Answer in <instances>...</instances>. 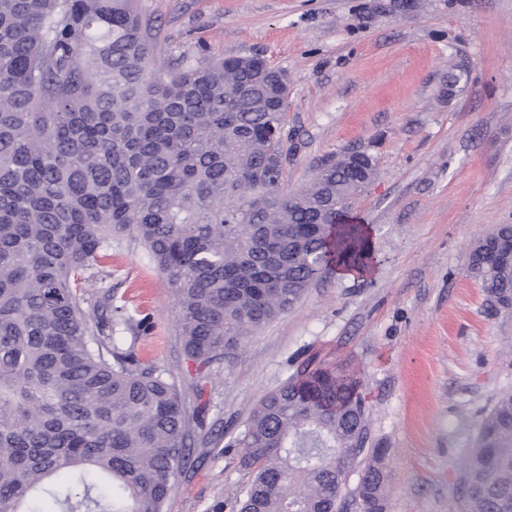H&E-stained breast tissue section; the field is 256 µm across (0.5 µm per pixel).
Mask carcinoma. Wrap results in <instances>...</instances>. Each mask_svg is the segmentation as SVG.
Wrapping results in <instances>:
<instances>
[{
	"label": "carcinoma",
	"mask_w": 512,
	"mask_h": 512,
	"mask_svg": "<svg viewBox=\"0 0 512 512\" xmlns=\"http://www.w3.org/2000/svg\"><path fill=\"white\" fill-rule=\"evenodd\" d=\"M154 55L138 0H0V512H165L224 353L328 271L373 266L347 216L370 154L289 192L278 73L255 55ZM511 239L499 224L469 253L492 303L512 298V260L485 256ZM114 244L171 286L192 380L137 358L112 289L81 292ZM358 386L305 364L261 399L237 437L239 512H385L388 449L369 447ZM462 471V512H512V392Z\"/></svg>",
	"instance_id": "carcinoma-1"
}]
</instances>
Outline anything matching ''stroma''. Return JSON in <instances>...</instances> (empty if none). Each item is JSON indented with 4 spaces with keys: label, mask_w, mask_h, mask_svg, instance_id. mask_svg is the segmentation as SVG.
<instances>
[{
    "label": "stroma",
    "mask_w": 512,
    "mask_h": 512,
    "mask_svg": "<svg viewBox=\"0 0 512 512\" xmlns=\"http://www.w3.org/2000/svg\"><path fill=\"white\" fill-rule=\"evenodd\" d=\"M157 66L260 54L288 76V188L343 150L376 161L350 214L369 225L367 274L329 272L286 315L242 340L203 386L210 410L167 512H236L250 479L236 438L250 409L304 359L349 365L374 441L389 450L387 512H448L461 458L512 392V311L467 274L469 250L512 224V0H139ZM113 287L146 363L192 373L169 285L141 251L113 248Z\"/></svg>",
    "instance_id": "35a3bbf8"
}]
</instances>
